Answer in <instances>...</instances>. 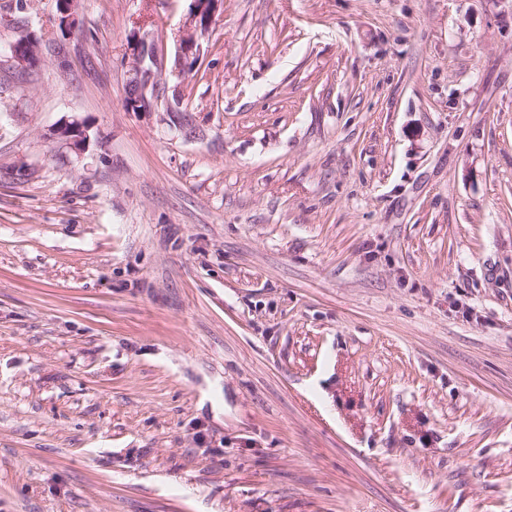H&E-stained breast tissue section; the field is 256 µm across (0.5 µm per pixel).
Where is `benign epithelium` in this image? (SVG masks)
<instances>
[{"label":"benign epithelium","instance_id":"1","mask_svg":"<svg viewBox=\"0 0 512 512\" xmlns=\"http://www.w3.org/2000/svg\"><path fill=\"white\" fill-rule=\"evenodd\" d=\"M224 0H191V6L182 29L177 35L178 48L173 65H167L166 59L155 55V70L146 74L141 67L143 49L156 45L153 33L140 27L130 34L127 43L128 59L132 76L128 81L126 107L133 112H153L160 99L158 91L167 85L168 78L174 76L185 80L195 71L196 62L202 50V40L209 34L215 15ZM57 23L63 29L71 27V16L74 0H57ZM14 59L20 65H28L31 57L39 55V45L34 38L16 37L11 43ZM52 137L65 142L69 146L88 137V129L80 122L65 121L52 132Z\"/></svg>","mask_w":512,"mask_h":512}]
</instances>
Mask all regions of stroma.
I'll list each match as a JSON object with an SVG mask.
<instances>
[{"label": "stroma", "mask_w": 512, "mask_h": 512, "mask_svg": "<svg viewBox=\"0 0 512 512\" xmlns=\"http://www.w3.org/2000/svg\"><path fill=\"white\" fill-rule=\"evenodd\" d=\"M190 4L0 0V512H512V0ZM223 0H191V6L182 29L177 35L178 48L174 63L169 70L166 59L158 54L153 33L137 28L127 43L130 59L131 78L128 81L126 107L132 112H155L161 98H157L161 87L167 85L169 76L185 80L195 71L196 62L202 50V40L209 34L215 15ZM153 46L155 50V71L144 74L141 65L143 49ZM169 70V71H168ZM195 71L191 77H194ZM11 51L14 59L19 65L28 66L31 57L39 55V45L34 38L29 39L23 34L21 37L16 36L11 43ZM53 139L65 142L71 148H75L74 143L88 138V129L80 122L65 121L58 125L52 132Z\"/></svg>", "instance_id": "stroma-1"}]
</instances>
